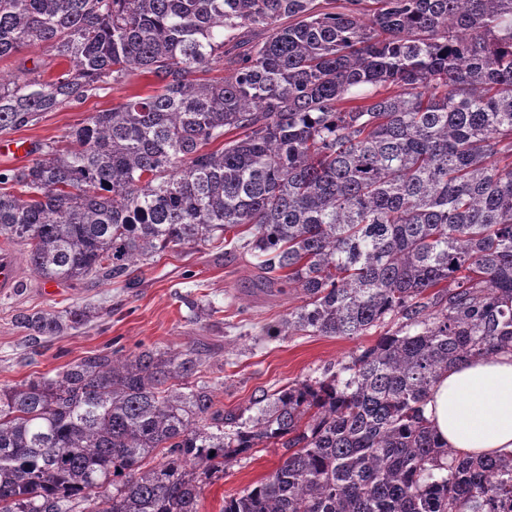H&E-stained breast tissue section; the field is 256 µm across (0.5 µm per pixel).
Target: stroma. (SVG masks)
I'll use <instances>...</instances> for the list:
<instances>
[{
	"label": "stroma",
	"mask_w": 512,
	"mask_h": 512,
	"mask_svg": "<svg viewBox=\"0 0 512 512\" xmlns=\"http://www.w3.org/2000/svg\"><path fill=\"white\" fill-rule=\"evenodd\" d=\"M40 67L53 74L67 61L33 45L0 59V75L22 67ZM150 76L134 73L125 84L96 91L81 103L47 112L33 124L14 131V138L34 143L55 141L67 146V133L86 124L95 113L111 109L127 95L148 93ZM16 287L0 290V388L18 385L40 375H55L67 365L120 341L126 351L158 347L178 351L192 345L208 353L209 363L197 374L198 384L211 387L219 406L242 409L261 391L317 377L328 365L375 343V335L328 337L296 335L286 339L265 336L267 326L284 317L296 304L293 296L259 286L250 255L232 247L188 245L156 256L134 272L128 285L94 277L59 285L43 281L19 260ZM201 301L207 310L191 318L184 298ZM88 303L101 315L86 326L61 336L30 340L15 321L17 314L64 309ZM283 451L268 448L248 459L229 461L222 477L207 482L199 512H221L224 498L262 480L283 462Z\"/></svg>",
	"instance_id": "stroma-1"
}]
</instances>
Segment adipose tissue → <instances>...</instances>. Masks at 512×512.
I'll use <instances>...</instances> for the list:
<instances>
[{"label": "adipose tissue", "instance_id": "obj_1", "mask_svg": "<svg viewBox=\"0 0 512 512\" xmlns=\"http://www.w3.org/2000/svg\"><path fill=\"white\" fill-rule=\"evenodd\" d=\"M423 415L437 440L458 455L512 450V350L450 368L432 387Z\"/></svg>", "mask_w": 512, "mask_h": 512}]
</instances>
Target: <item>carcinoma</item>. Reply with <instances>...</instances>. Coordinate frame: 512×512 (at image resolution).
Masks as SVG:
<instances>
[{"label":"carcinoma","mask_w":512,"mask_h":512,"mask_svg":"<svg viewBox=\"0 0 512 512\" xmlns=\"http://www.w3.org/2000/svg\"><path fill=\"white\" fill-rule=\"evenodd\" d=\"M36 43L71 67L0 76V134L156 79L0 169V243L44 281L219 243L299 301L269 337L395 329L238 411L191 382L195 347L1 388L0 512H198L260 445L286 458L222 512H512V452L458 456L422 411L449 368L512 349V0H0V58Z\"/></svg>","instance_id":"obj_1"}]
</instances>
